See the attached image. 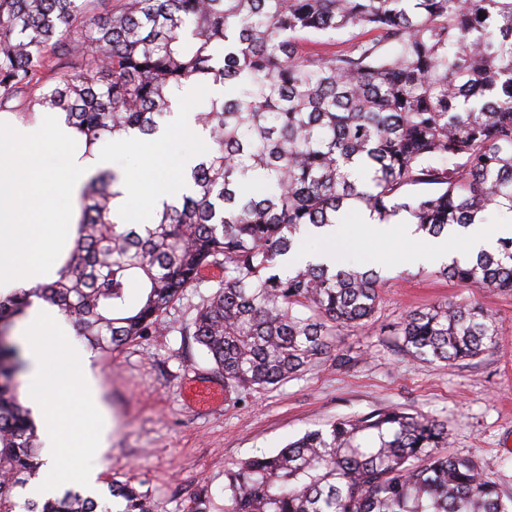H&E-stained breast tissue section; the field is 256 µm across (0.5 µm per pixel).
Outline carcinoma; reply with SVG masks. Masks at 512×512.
Returning a JSON list of instances; mask_svg holds the SVG:
<instances>
[{
	"mask_svg": "<svg viewBox=\"0 0 512 512\" xmlns=\"http://www.w3.org/2000/svg\"><path fill=\"white\" fill-rule=\"evenodd\" d=\"M95 2L0 0V107L60 110L90 149L155 134L190 85L209 141L190 191L152 224L114 212L118 173L93 177L59 279L0 297V512H149L146 493L115 479L107 497L18 500L43 465L8 339L30 294L106 356L163 330L186 289H210L191 336L230 396L298 375L375 320L380 272L296 261L310 231L356 209L380 224L406 212L435 238L512 215V0H121L104 14ZM342 29L363 39L315 50ZM437 274L512 293V238ZM392 333L429 363L500 340L494 314L450 303ZM446 447L447 425L404 408L337 419L227 470L224 512H512L511 494Z\"/></svg>",
	"mask_w": 512,
	"mask_h": 512,
	"instance_id": "obj_1",
	"label": "carcinoma"
}]
</instances>
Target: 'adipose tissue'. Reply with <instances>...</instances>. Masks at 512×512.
Wrapping results in <instances>:
<instances>
[{"mask_svg": "<svg viewBox=\"0 0 512 512\" xmlns=\"http://www.w3.org/2000/svg\"><path fill=\"white\" fill-rule=\"evenodd\" d=\"M46 134L65 149L59 168L44 162ZM0 159L10 162L7 175H0V293L5 295L57 279L60 267L45 254L53 242L76 237L84 185L111 168L112 155L86 150L64 113L44 112L33 124L0 120Z\"/></svg>", "mask_w": 512, "mask_h": 512, "instance_id": "ef3b65f1", "label": "adipose tissue"}]
</instances>
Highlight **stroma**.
Here are the masks:
<instances>
[{
    "mask_svg": "<svg viewBox=\"0 0 512 512\" xmlns=\"http://www.w3.org/2000/svg\"><path fill=\"white\" fill-rule=\"evenodd\" d=\"M426 236L403 242L361 237L342 260L381 269V303L369 330L337 336L336 346L306 371L267 389L195 405L193 386L224 379L185 335L204 289H187L165 315V332L103 357L84 371L105 418L94 456L96 486L131 480L147 491L150 512H224V473L239 461L283 447L339 418L400 406L448 426L447 451L474 460L512 493V295L436 277L435 265L401 262ZM468 303L496 314L500 344L455 364L412 358L389 328L409 311L439 302Z\"/></svg>",
    "mask_w": 512,
    "mask_h": 512,
    "instance_id": "obj_1",
    "label": "stroma"
}]
</instances>
